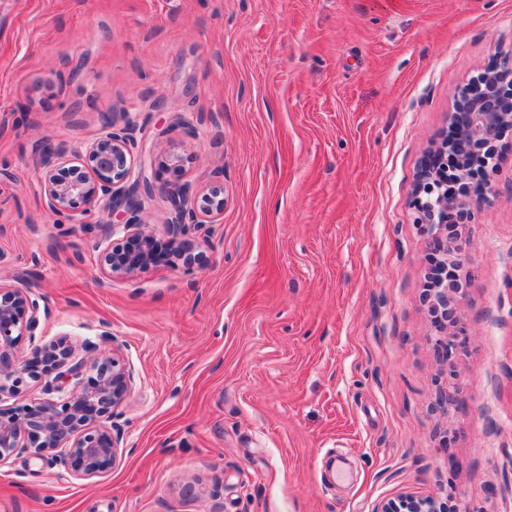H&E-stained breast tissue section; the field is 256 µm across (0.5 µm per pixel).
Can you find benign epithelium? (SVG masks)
Returning <instances> with one entry per match:
<instances>
[{"label": "benign epithelium", "instance_id": "7a95c632", "mask_svg": "<svg viewBox=\"0 0 512 512\" xmlns=\"http://www.w3.org/2000/svg\"><path fill=\"white\" fill-rule=\"evenodd\" d=\"M105 132L87 143L84 150L67 156L47 142L42 148L43 193L50 213L73 221L79 216L106 212L110 220L99 225L97 247L102 278L110 281L130 278L161 258L155 249L156 233L136 221L142 197L152 196L155 185L148 166L135 154L130 127L116 126L112 114H103ZM449 130L425 155L418 179L410 192L414 223L442 250L445 263L462 266L465 255L448 247L442 237L450 224H459L468 212L490 202L488 192L471 186L469 171L497 152L499 130L512 128V58L498 68L484 72L478 81L458 87ZM162 166L180 170L184 157L176 146L164 149ZM89 162L87 170L79 162ZM69 168L76 176L68 179L59 170ZM224 172L199 188L185 182L166 189L170 216L164 225L167 255L190 268L196 261L188 255L197 250L209 226L224 214ZM460 289L448 288L443 281L431 289L429 308L452 315L451 325L442 326L437 345L448 354L466 329L455 317ZM41 309L30 286L0 283V397L13 394L25 378L40 381L38 360L47 359L58 369L57 382L44 385L47 397L25 404L11 413H0V464L19 449L35 458L61 463L75 479L88 480L109 469L123 442L113 418L129 397L131 375L112 356L93 358L90 373L77 388L62 397L58 381L65 375L80 376L84 362L75 360L76 348L65 339L48 343L36 341ZM29 348L30 357L21 359ZM59 397H53V394ZM374 512H443L430 497L403 496L385 502Z\"/></svg>", "mask_w": 512, "mask_h": 512}]
</instances>
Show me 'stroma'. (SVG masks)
<instances>
[{
    "label": "stroma",
    "mask_w": 512,
    "mask_h": 512,
    "mask_svg": "<svg viewBox=\"0 0 512 512\" xmlns=\"http://www.w3.org/2000/svg\"><path fill=\"white\" fill-rule=\"evenodd\" d=\"M512 55V0H0V283L37 339L102 331L133 377L105 474L17 452L0 512H375L402 495L512 512V130L459 225L446 356L410 191L456 89ZM129 125L165 188L224 173L202 264L102 284L95 226L57 220L40 146ZM195 137H186L183 124ZM457 402L442 400L449 385ZM462 288L448 289L447 280L441 282L436 288H430L428 303L431 311L437 312L439 316L444 313L448 318V312L452 317V323L448 326L446 322L442 327V334L436 339L437 345L441 347L445 354H449L456 346L459 336H466V329L460 324L456 317L458 305V294Z\"/></svg>",
    "instance_id": "stroma-1"
}]
</instances>
